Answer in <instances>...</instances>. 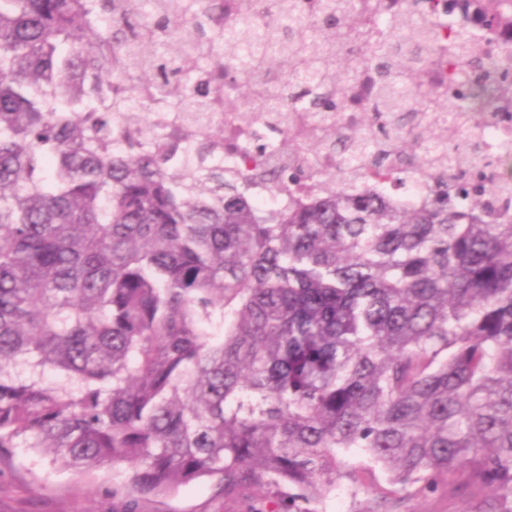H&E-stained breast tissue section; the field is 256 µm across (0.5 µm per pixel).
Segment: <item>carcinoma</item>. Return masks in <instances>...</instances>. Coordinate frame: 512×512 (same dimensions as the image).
<instances>
[{
    "instance_id": "carcinoma-1",
    "label": "carcinoma",
    "mask_w": 512,
    "mask_h": 512,
    "mask_svg": "<svg viewBox=\"0 0 512 512\" xmlns=\"http://www.w3.org/2000/svg\"><path fill=\"white\" fill-rule=\"evenodd\" d=\"M512 0H480L493 38ZM0 0V456L29 448L81 476L127 465L138 498L217 476L312 504L364 451L396 487L512 512V205L483 188L430 112L474 136L512 88V52L472 58L410 12L371 0ZM458 57L448 93L427 48ZM371 109L335 117L360 69ZM323 125V189L286 208L250 195L224 148L254 71ZM182 122L181 139L160 128ZM256 146L302 147L257 116ZM377 150L387 164L349 171ZM448 174L407 209L378 194L433 163Z\"/></svg>"
}]
</instances>
